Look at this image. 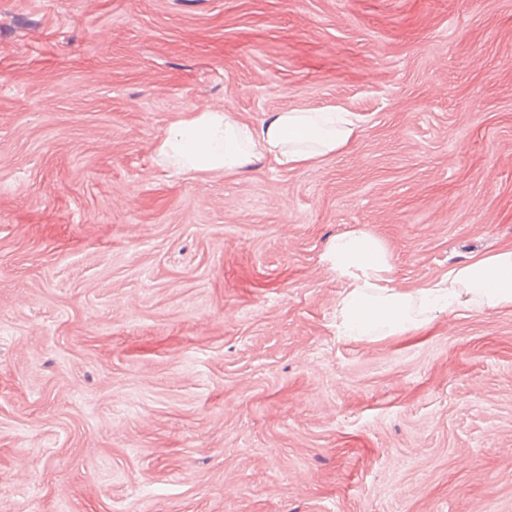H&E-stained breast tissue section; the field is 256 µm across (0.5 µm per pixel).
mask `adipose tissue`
<instances>
[{"mask_svg":"<svg viewBox=\"0 0 512 512\" xmlns=\"http://www.w3.org/2000/svg\"><path fill=\"white\" fill-rule=\"evenodd\" d=\"M356 132L351 113L339 107L277 112L256 126L209 110L179 121L159 153L187 172L233 175L261 160L296 169L342 152ZM324 259L344 283L336 332L350 339L402 336L446 315L512 309V246L470 258L415 290L395 281L388 248L369 231L337 234Z\"/></svg>","mask_w":512,"mask_h":512,"instance_id":"ef3b65f1","label":"adipose tissue"}]
</instances>
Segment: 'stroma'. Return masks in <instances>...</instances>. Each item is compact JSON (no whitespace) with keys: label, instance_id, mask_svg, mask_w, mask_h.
<instances>
[{"label":"stroma","instance_id":"obj_1","mask_svg":"<svg viewBox=\"0 0 512 512\" xmlns=\"http://www.w3.org/2000/svg\"><path fill=\"white\" fill-rule=\"evenodd\" d=\"M344 152L178 173L195 112ZM512 245V0H0V512H512V310L336 333ZM324 259L344 283L336 332L350 339L402 336L446 315L512 309V246L472 257L415 290L395 281L388 248L364 229L337 234Z\"/></svg>","mask_w":512,"mask_h":512}]
</instances>
